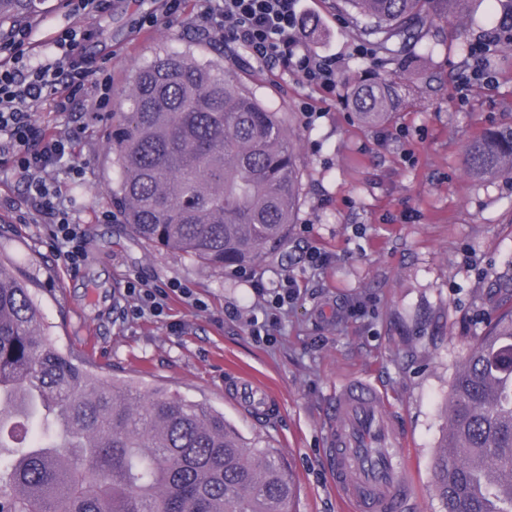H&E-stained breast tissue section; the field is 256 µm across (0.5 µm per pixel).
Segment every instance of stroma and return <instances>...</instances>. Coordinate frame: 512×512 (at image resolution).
I'll return each instance as SVG.
<instances>
[{
    "label": "stroma",
    "mask_w": 512,
    "mask_h": 512,
    "mask_svg": "<svg viewBox=\"0 0 512 512\" xmlns=\"http://www.w3.org/2000/svg\"><path fill=\"white\" fill-rule=\"evenodd\" d=\"M160 0H108L89 20L81 53L112 78L120 101L136 69L179 53L223 63L261 102L288 113L301 175L295 220L286 243L262 262L217 271L133 236L107 221L117 165L110 149L112 113L95 109L91 75L70 117L42 106L37 129L77 126L76 180L56 172L60 201L86 228L89 257L70 269L55 249L50 220L35 215L22 185L0 166V251L33 282L53 341L93 373L140 391L164 389L223 411L245 436L261 435L288 462L297 486L294 512H345L326 455L330 409L346 380L363 376L399 415L402 454L417 487L414 512H442L433 497V457L445 420L441 405L455 373L494 316L500 283L512 279V177L467 172L465 150L489 129L512 126V44L492 58L500 75L491 91L458 102L456 77L471 43L507 14L500 0H469L464 14L427 30L412 57L378 52L366 71L352 54V25L325 0H301L302 20L322 34L309 49L336 56L337 97L322 101L302 80L253 62L200 20L198 0H184L174 23L140 29L137 19ZM404 78L394 125L408 138L358 123L344 102L362 73ZM318 117L306 123L304 106ZM320 252L327 263L313 269ZM194 289L204 308L171 295L161 317L129 319L130 275ZM289 275L298 300L270 338L251 334L261 316L258 285ZM265 385L275 403L254 417L236 393L240 379Z\"/></svg>",
    "instance_id": "35a3bbf8"
}]
</instances>
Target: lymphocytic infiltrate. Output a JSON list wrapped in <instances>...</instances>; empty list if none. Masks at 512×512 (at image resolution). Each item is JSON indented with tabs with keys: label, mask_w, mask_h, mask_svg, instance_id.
<instances>
[{
	"label": "lymphocytic infiltrate",
	"mask_w": 512,
	"mask_h": 512,
	"mask_svg": "<svg viewBox=\"0 0 512 512\" xmlns=\"http://www.w3.org/2000/svg\"><path fill=\"white\" fill-rule=\"evenodd\" d=\"M201 15L224 21L225 43L242 47L255 62L277 66L299 75L322 97L332 98L340 74L335 57L308 49L300 34L299 0H201ZM78 23L54 32L44 57H36L32 31L14 27L0 42V161L7 163L22 183L24 193L37 212L52 219L53 240L68 267L79 268L85 261L90 240L83 225L57 200L48 172L60 165L78 179L83 175L74 159L76 132L39 135L31 117L39 103L49 99L59 112H66L80 94L93 67L79 55L82 42L92 31L88 17L102 10L105 0H69ZM512 42V24L503 22L475 40L469 51L470 62L457 80L459 92L473 86L493 87L498 73L490 58L498 46ZM192 299L191 288L179 283L162 288L140 278L127 280L125 293L132 301L130 312L138 317H158L168 308L171 293Z\"/></svg>",
	"instance_id": "lymphocytic-infiltrate-1"
}]
</instances>
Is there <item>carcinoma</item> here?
I'll return each mask as SVG.
<instances>
[{
  "label": "carcinoma",
  "mask_w": 512,
  "mask_h": 512,
  "mask_svg": "<svg viewBox=\"0 0 512 512\" xmlns=\"http://www.w3.org/2000/svg\"><path fill=\"white\" fill-rule=\"evenodd\" d=\"M467 0H332L357 38L398 54ZM47 0H0V29ZM399 78L347 88L360 123H387ZM115 113L112 204L150 246L215 270L262 262L294 223L300 172L285 113L217 65L165 54ZM476 177L512 174V128L476 137ZM433 494L443 512H512V289L442 405ZM278 450L204 403L92 374L43 328L30 283L0 252V512H288Z\"/></svg>",
  "instance_id": "1"
}]
</instances>
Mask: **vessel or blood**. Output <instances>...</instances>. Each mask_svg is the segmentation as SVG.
Segmentation results:
<instances>
[{"mask_svg":"<svg viewBox=\"0 0 512 512\" xmlns=\"http://www.w3.org/2000/svg\"><path fill=\"white\" fill-rule=\"evenodd\" d=\"M398 414L365 378L336 393L327 436L336 494L348 512H410L416 489L396 445Z\"/></svg>","mask_w":512,"mask_h":512,"instance_id":"vessel-or-blood-1","label":"vessel or blood"}]
</instances>
